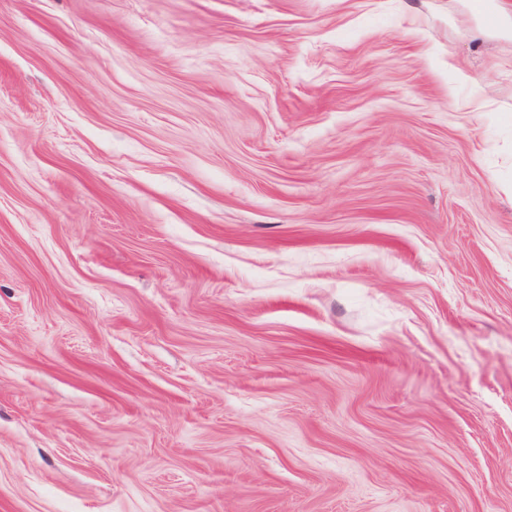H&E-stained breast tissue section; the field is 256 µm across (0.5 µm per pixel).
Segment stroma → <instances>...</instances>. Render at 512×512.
I'll return each instance as SVG.
<instances>
[{"instance_id": "35a3bbf8", "label": "stroma", "mask_w": 512, "mask_h": 512, "mask_svg": "<svg viewBox=\"0 0 512 512\" xmlns=\"http://www.w3.org/2000/svg\"><path fill=\"white\" fill-rule=\"evenodd\" d=\"M491 0H0V512H512Z\"/></svg>"}]
</instances>
